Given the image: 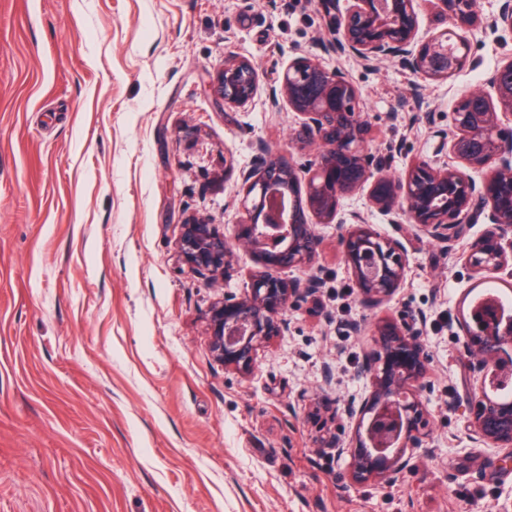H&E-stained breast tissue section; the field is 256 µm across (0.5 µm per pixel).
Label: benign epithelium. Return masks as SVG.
I'll return each instance as SVG.
<instances>
[{
	"instance_id": "obj_1",
	"label": "benign epithelium",
	"mask_w": 512,
	"mask_h": 512,
	"mask_svg": "<svg viewBox=\"0 0 512 512\" xmlns=\"http://www.w3.org/2000/svg\"><path fill=\"white\" fill-rule=\"evenodd\" d=\"M422 0H345L333 21L329 49L371 62L391 59L415 78L445 81L472 57L468 33L475 21V0H436L452 28L419 37ZM490 28L512 37V0H502ZM261 73L247 59L230 56L212 79L223 105L248 106L257 94ZM283 96L299 113L292 143L318 145L313 159L299 168L293 158L265 146L240 173L242 219L227 233L202 219L181 225L183 260L194 272L224 273L239 246L257 256L264 271L238 294L228 293L208 310L214 359L242 374L252 371L259 351L288 329L289 304L318 288L311 275L286 272L311 268L319 247L318 224L346 225L339 236L342 257L361 298L374 305L392 298L408 271L407 248L383 235L358 211L343 212V201L369 188V200L389 223L411 224L413 231L453 246L471 225L482 220L493 231L471 241L459 255L475 273L495 274L512 266V59L498 65L485 85L457 101L448 132H438V152L461 162L419 160L395 176L385 155L369 147L370 128L357 111L360 94L339 69L317 55L294 58L283 73L273 103ZM484 173L477 181L470 171ZM462 348L472 378L468 411L474 439L498 448L512 447V401L486 395L487 380L503 374L512 354V326L497 327L489 310L461 324ZM377 349L357 369L367 380L365 396L340 409L354 425L336 455L349 453L352 477L359 482L390 484L408 467L405 449L422 447L431 427L423 401L428 374L424 345L409 322L376 324Z\"/></svg>"
}]
</instances>
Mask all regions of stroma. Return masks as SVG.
Listing matches in <instances>:
<instances>
[{"instance_id": "35a3bbf8", "label": "stroma", "mask_w": 512, "mask_h": 512, "mask_svg": "<svg viewBox=\"0 0 512 512\" xmlns=\"http://www.w3.org/2000/svg\"><path fill=\"white\" fill-rule=\"evenodd\" d=\"M498 8L477 0L471 66L422 83L323 52L328 0H0V512H512V459L470 439L459 299L481 278L456 253L387 223L368 191L346 199L405 243V282L365 303L340 228L318 225L320 285L244 375L213 358L206 316L260 263L238 248L208 277L179 251L188 217L239 221L258 146L290 150L299 116L269 93L292 59L348 74L399 173L512 56L488 28ZM228 54L262 75L244 108L210 89ZM383 319L425 345L432 430L397 482L360 484L330 447L352 433L332 412L365 393L354 371Z\"/></svg>"}]
</instances>
